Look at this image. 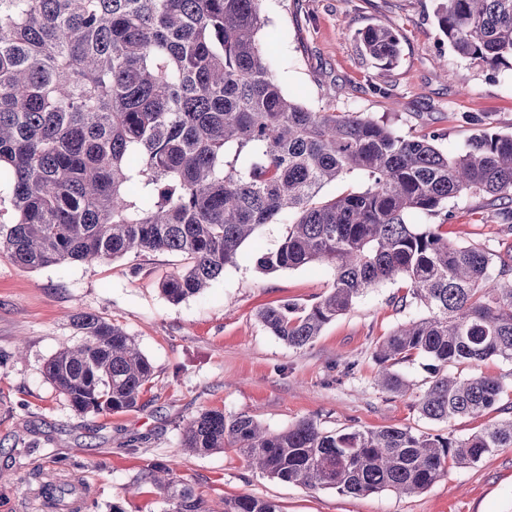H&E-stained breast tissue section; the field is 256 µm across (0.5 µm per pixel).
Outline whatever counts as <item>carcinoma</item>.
Wrapping results in <instances>:
<instances>
[{
  "label": "carcinoma",
  "instance_id": "obj_1",
  "mask_svg": "<svg viewBox=\"0 0 512 512\" xmlns=\"http://www.w3.org/2000/svg\"><path fill=\"white\" fill-rule=\"evenodd\" d=\"M264 0H0V255L24 269L95 264L127 254H179L165 278L172 303L194 296L236 263L266 224L290 216L263 254L265 272L326 265L328 292L310 305L258 312L263 326L302 350L364 294L398 279L397 298L425 313L378 345V385L412 398L421 416L448 422L492 408L501 381L478 372L512 362V257L448 242L421 229L468 195L503 203L512 231V135L485 130L449 154L357 115L314 110L289 96L264 42ZM439 31L461 56L496 68L512 59V0H439ZM360 51L379 66L399 39L372 26ZM356 175L357 190L322 189ZM84 340L46 363L45 375L81 413L136 407L152 365L120 326L79 312ZM427 360L421 392L397 369ZM466 364L465 376L448 366ZM232 448L262 474L342 494L422 492L448 473L512 448V410L467 437L408 427L326 431L314 418L271 432L246 415L204 410L181 428L180 448ZM149 479L171 512H209L166 465ZM224 512H279L267 499L224 500Z\"/></svg>",
  "mask_w": 512,
  "mask_h": 512
}]
</instances>
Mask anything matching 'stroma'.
<instances>
[{"label": "stroma", "mask_w": 512, "mask_h": 512, "mask_svg": "<svg viewBox=\"0 0 512 512\" xmlns=\"http://www.w3.org/2000/svg\"><path fill=\"white\" fill-rule=\"evenodd\" d=\"M435 0H265L263 34L280 33L272 66L289 96L319 110L358 113L407 137L436 136L448 152L464 150L479 128L512 135V66L489 68L461 57L440 33ZM382 26L400 42L383 69L358 47L361 32ZM448 240L512 255L494 209L483 198L449 201ZM287 221L264 225L235 265L203 293L174 304L161 282L181 269L172 253L129 255L95 265L65 263L26 270L0 255V512H164L147 474L169 464L212 512L252 495L280 512H512V448L448 473L417 494L352 496L267 478L232 449L182 451V424L203 409L244 414L268 429L306 419L323 428L409 427L466 437L512 406V363L497 358L480 371L499 378L497 407L451 422L423 418L411 399L376 385L379 342L422 307L394 305L409 285L385 283L293 350L258 321V310L320 299L333 281L327 266L266 273L257 260L277 248ZM79 310L123 327L153 374L138 407L99 415L76 412L46 378L56 352L81 343L71 317ZM75 485L61 502L46 485Z\"/></svg>", "instance_id": "35a3bbf8"}]
</instances>
